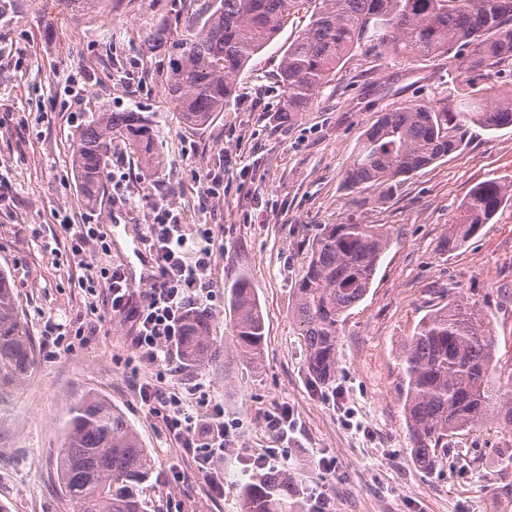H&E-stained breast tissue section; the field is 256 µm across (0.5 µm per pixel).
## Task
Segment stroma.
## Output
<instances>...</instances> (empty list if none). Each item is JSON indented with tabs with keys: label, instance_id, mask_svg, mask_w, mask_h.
I'll list each match as a JSON object with an SVG mask.
<instances>
[{
	"label": "stroma",
	"instance_id": "obj_1",
	"mask_svg": "<svg viewBox=\"0 0 512 512\" xmlns=\"http://www.w3.org/2000/svg\"><path fill=\"white\" fill-rule=\"evenodd\" d=\"M177 0H108L72 14L64 0H0V270L14 287L35 343V365L0 387V503L9 512H75L56 475L68 409L96 393L137 430L155 462L148 512H242L255 461L288 473L329 512H512V434L493 420L454 433L430 471L412 459L399 399L398 352L421 318L459 299L487 313L499 371L512 370V202L477 233L449 246L469 191L512 184V127L470 126L463 151L404 178L392 190L347 189L343 175L359 135L378 115L418 100L454 102L464 82L444 59L348 55L296 122L280 110L275 74L305 28L295 21L238 79L237 93L206 127L186 128L163 93L169 57L155 37ZM135 112L155 134L162 166L146 171L122 136L112 140L97 205H86L70 166L74 137L101 108ZM218 176L205 199L195 176ZM165 201L188 225H212L216 259L206 306L213 334L231 348L230 290L254 288L265 321L264 354L205 367L173 361L160 372L138 358L124 314L93 316L58 224H100L102 266L141 273L136 251L153 206ZM380 224L390 236L368 295L351 308L337 345L336 378L318 385L304 367L293 318L295 282L327 224ZM201 384L224 406L233 441L216 470L199 471L169 433L164 408L139 396L149 384L180 397ZM295 428L280 440L266 426L279 406ZM335 467H320L321 459Z\"/></svg>",
	"mask_w": 512,
	"mask_h": 512
}]
</instances>
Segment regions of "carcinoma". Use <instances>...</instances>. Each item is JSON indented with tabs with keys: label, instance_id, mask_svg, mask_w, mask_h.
Returning <instances> with one entry per match:
<instances>
[{
	"label": "carcinoma",
	"instance_id": "cac0c4a2",
	"mask_svg": "<svg viewBox=\"0 0 512 512\" xmlns=\"http://www.w3.org/2000/svg\"><path fill=\"white\" fill-rule=\"evenodd\" d=\"M309 23L289 44L278 67L281 111L293 118L336 77L345 57L364 50L376 57L412 54L448 58L465 79L464 109L416 101L383 112L358 137L344 183L392 189L408 177L462 150L466 126H512V93L489 96L474 77L512 61V0H203L181 31L160 30L170 56L163 91L182 122L206 125L235 97L238 77L300 14ZM129 140L145 169L161 156L149 127L135 112L104 108L74 139L72 166L85 203H97L112 153V136ZM512 187L488 179L461 205L458 243L473 235L506 202ZM389 238L376 224H329L313 240L295 284L293 316L305 350V368L318 384L336 378L342 316L368 294ZM233 342L242 361H262L265 324L260 302L242 277L230 295ZM496 340L482 312L463 301L427 313L403 344L400 396L411 455L431 470L447 452L448 437L486 417L512 433V371L494 377ZM206 314L185 326L178 357L203 367L219 356ZM35 349L8 276L0 270V386L27 377ZM57 478L77 512H147L144 484L154 461L139 434L108 401L87 395L69 409ZM243 512H306L301 489L269 470L242 490Z\"/></svg>",
	"mask_w": 512,
	"mask_h": 512
}]
</instances>
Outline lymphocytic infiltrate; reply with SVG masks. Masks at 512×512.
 I'll return each instance as SVG.
<instances>
[{
  "instance_id": "1",
  "label": "lymphocytic infiltrate",
  "mask_w": 512,
  "mask_h": 512,
  "mask_svg": "<svg viewBox=\"0 0 512 512\" xmlns=\"http://www.w3.org/2000/svg\"><path fill=\"white\" fill-rule=\"evenodd\" d=\"M60 230L72 255L79 258L89 289L99 291L104 311H127L134 318L136 353L156 366L169 367L179 347L186 314L200 308L212 296L208 273L216 257V246L211 227L201 224L194 232H187L180 216L167 203L157 202L149 230L156 273L146 288L138 291L132 288L123 268L100 267L87 260L88 242L99 243L104 251L109 248L102 225L64 224ZM141 399L147 404H164L174 438L192 454L200 468L213 469L229 440L222 405H213L208 436L202 440L196 434L194 413L178 396L145 387Z\"/></svg>"
}]
</instances>
